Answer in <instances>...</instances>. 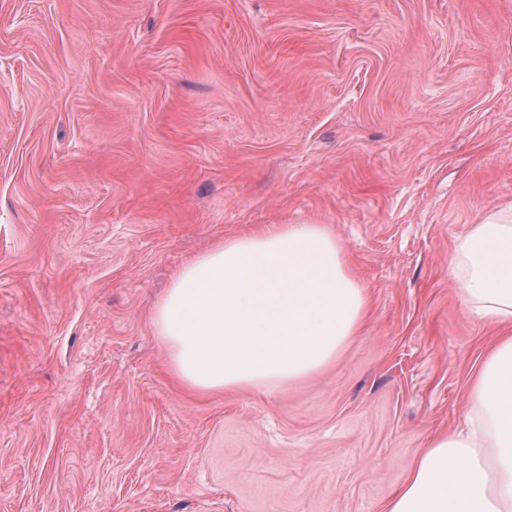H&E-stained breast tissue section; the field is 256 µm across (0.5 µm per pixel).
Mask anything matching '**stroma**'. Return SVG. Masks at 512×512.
<instances>
[{"mask_svg":"<svg viewBox=\"0 0 512 512\" xmlns=\"http://www.w3.org/2000/svg\"><path fill=\"white\" fill-rule=\"evenodd\" d=\"M512 202V0H0V512H383L512 329L456 239ZM324 224L365 290L319 375L181 388L155 303Z\"/></svg>","mask_w":512,"mask_h":512,"instance_id":"obj_1","label":"stroma"}]
</instances>
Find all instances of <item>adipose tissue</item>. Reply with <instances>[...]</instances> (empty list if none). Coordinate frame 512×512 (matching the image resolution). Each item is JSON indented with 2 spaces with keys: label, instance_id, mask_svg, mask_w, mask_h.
Returning a JSON list of instances; mask_svg holds the SVG:
<instances>
[{
  "label": "adipose tissue",
  "instance_id": "ef3b65f1",
  "mask_svg": "<svg viewBox=\"0 0 512 512\" xmlns=\"http://www.w3.org/2000/svg\"><path fill=\"white\" fill-rule=\"evenodd\" d=\"M448 278L468 313L512 325V204L459 237ZM367 311L326 225L272 224L184 265L152 322L179 384L233 393L323 372ZM466 422L432 438L385 512H512V336L478 371Z\"/></svg>",
  "mask_w": 512,
  "mask_h": 512
}]
</instances>
